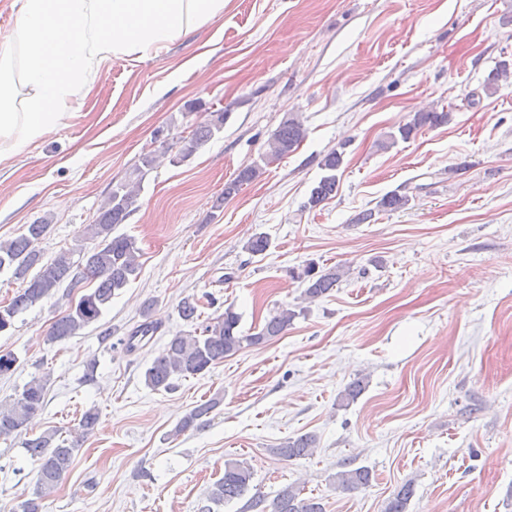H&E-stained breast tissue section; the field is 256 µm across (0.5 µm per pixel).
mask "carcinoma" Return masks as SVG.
I'll list each match as a JSON object with an SVG mask.
<instances>
[{
  "mask_svg": "<svg viewBox=\"0 0 512 512\" xmlns=\"http://www.w3.org/2000/svg\"><path fill=\"white\" fill-rule=\"evenodd\" d=\"M227 113H209V119L198 124L190 137L183 139L181 159L193 156L203 145L224 129ZM451 113L446 110L416 112L412 119L397 127L379 143L387 150L398 141H406L424 126L437 127L448 123ZM306 137V128L296 117L290 116L281 122L268 143L265 156L270 163L294 151ZM343 162V153L337 149L327 153L320 162L324 171L311 189L308 206L314 208L331 198L336 192V171ZM153 158L142 157L141 164L129 174V178L112 187L106 203L99 209L92 223L83 230V239L94 242L87 249L77 247L59 252L50 262L40 265L35 274H30L41 258L39 244L45 238L50 221L42 218L25 226V231L13 239L0 242V272L7 270L13 278L22 281L24 287L6 305H0V333L14 324L15 318L30 308L52 300L59 289L66 286L74 289L81 282H92L94 287L82 294L70 305L65 313L50 326L45 342L60 343L80 334V331L97 324L112 299L120 295L140 273L139 249L133 239L115 233L116 227L126 221L138 208L140 184L152 169ZM262 173V168L250 165L241 169L234 182L224 188V195L230 196L242 186L253 182ZM406 194L391 193L384 196L379 207L396 211L409 205ZM344 276V268L336 266L325 269L314 263L305 266L292 277L306 284L304 296L315 300L336 287ZM198 303L185 299L178 308L180 317L196 324L195 331L176 334L164 345L144 371V383L153 390H168L173 381L201 374L225 358L239 352L244 346L265 344L285 333L296 318V311L282 308L266 319L261 329L244 335L239 330L240 315L232 307L224 313L201 324ZM49 374L34 377L9 404H0V438L20 435L29 430L34 417L45 405L46 386ZM216 403L205 402L195 405L174 427L173 435L179 436L195 427L208 416ZM99 423V412L91 407L79 420V437L69 440L58 437L57 431L46 430L24 440L23 445L29 458L37 466L38 479L33 497L22 502V512H41V501L61 484L70 471L78 451L81 438L92 433ZM317 437L306 433L289 438L278 447L271 449L273 455L292 460L313 454ZM253 470L247 464L228 460L224 463V474L215 481L207 496L209 504L202 507L204 512H213V506L226 505L242 499L251 490ZM371 483V472L363 467L341 470L336 473V488L354 491L366 488ZM414 495L410 482L401 485L386 501L384 512H407ZM244 508L251 512H324L322 503L315 497L303 496L302 489L284 485L276 491L271 503L265 496L255 492L249 497Z\"/></svg>",
  "mask_w": 512,
  "mask_h": 512,
  "instance_id": "carcinoma-1",
  "label": "carcinoma"
}]
</instances>
